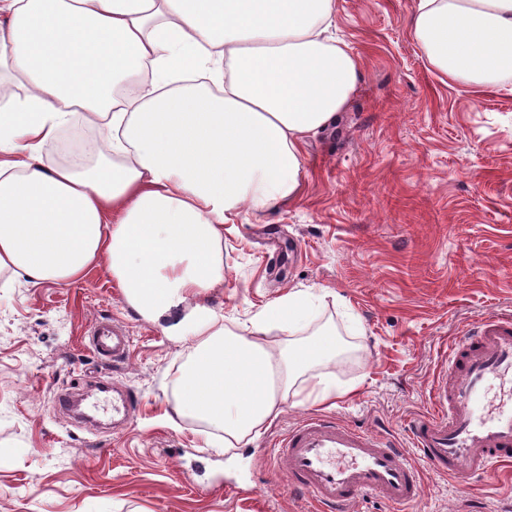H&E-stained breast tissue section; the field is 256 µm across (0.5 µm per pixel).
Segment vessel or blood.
I'll list each match as a JSON object with an SVG mask.
<instances>
[{
    "instance_id": "b4317fda",
    "label": "vessel or blood",
    "mask_w": 512,
    "mask_h": 512,
    "mask_svg": "<svg viewBox=\"0 0 512 512\" xmlns=\"http://www.w3.org/2000/svg\"><path fill=\"white\" fill-rule=\"evenodd\" d=\"M100 359H127L131 338L105 319L84 340ZM499 380V403L487 404L485 386ZM433 414L413 422L420 459H407L387 434H372L339 419L310 415L276 442L269 459L288 478L291 491L306 495L318 512H351L363 496L376 493L392 507L416 503L422 471L452 477L495 474L512 462V321L491 316L448 350L445 375L431 391ZM134 392L112 396V415L132 425Z\"/></svg>"
}]
</instances>
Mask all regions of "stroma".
<instances>
[{
	"instance_id": "35a3bbf8",
	"label": "stroma",
	"mask_w": 512,
	"mask_h": 512,
	"mask_svg": "<svg viewBox=\"0 0 512 512\" xmlns=\"http://www.w3.org/2000/svg\"><path fill=\"white\" fill-rule=\"evenodd\" d=\"M417 0H336L337 34L361 61L347 108L303 145L295 199L224 223V280L206 303L239 324L296 290L318 297L302 338L335 329L323 365L353 393L284 404L247 445L203 447L169 420L191 335L140 317L103 268L71 284L0 271V512H312L266 454L312 414L394 436L429 414L444 350L482 318L512 316V91L441 82L414 40ZM96 128L74 120L44 152L95 162ZM127 327L115 365L82 338L101 318ZM102 381L139 397L134 424L89 431L56 412L62 387ZM235 479L244 491L225 490ZM411 512H512V470L464 481L423 473Z\"/></svg>"
}]
</instances>
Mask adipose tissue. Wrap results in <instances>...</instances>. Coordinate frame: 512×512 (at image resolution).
Returning <instances> with one entry per match:
<instances>
[{
  "label": "adipose tissue",
  "mask_w": 512,
  "mask_h": 512,
  "mask_svg": "<svg viewBox=\"0 0 512 512\" xmlns=\"http://www.w3.org/2000/svg\"><path fill=\"white\" fill-rule=\"evenodd\" d=\"M0 14V71L27 89L0 94V270L68 284L104 265L170 334L169 311L190 302L176 413L205 443L250 442L288 400L343 395L320 370L340 353L333 334L263 341L305 323L311 293L289 292L243 329L205 302L224 278L226 213L294 198L305 139L356 91L335 0H0ZM410 28L441 81L512 80V0H418ZM199 72L223 92L193 83ZM122 82L140 96L117 101ZM77 111L101 128L98 161L46 166Z\"/></svg>",
  "instance_id": "adipose-tissue-1"
}]
</instances>
